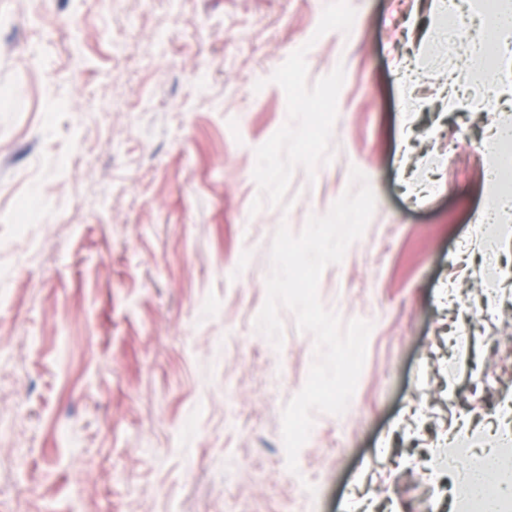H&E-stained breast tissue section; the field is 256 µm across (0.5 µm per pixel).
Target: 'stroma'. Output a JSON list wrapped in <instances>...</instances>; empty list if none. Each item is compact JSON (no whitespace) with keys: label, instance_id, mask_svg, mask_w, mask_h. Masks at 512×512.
<instances>
[{"label":"stroma","instance_id":"stroma-1","mask_svg":"<svg viewBox=\"0 0 512 512\" xmlns=\"http://www.w3.org/2000/svg\"><path fill=\"white\" fill-rule=\"evenodd\" d=\"M429 2L0 0V512H454L424 468L512 398V244H471L512 99L485 9L448 43ZM354 167L376 208L318 295L372 330L294 474L314 339L255 320Z\"/></svg>","mask_w":512,"mask_h":512}]
</instances>
